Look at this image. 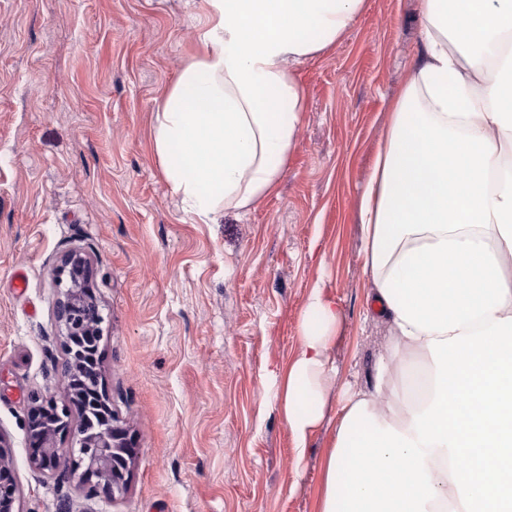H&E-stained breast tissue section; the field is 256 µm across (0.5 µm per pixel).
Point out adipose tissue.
Here are the masks:
<instances>
[{
	"label": "adipose tissue",
	"instance_id": "adipose-tissue-1",
	"mask_svg": "<svg viewBox=\"0 0 512 512\" xmlns=\"http://www.w3.org/2000/svg\"><path fill=\"white\" fill-rule=\"evenodd\" d=\"M197 50L159 99L158 164L202 219L276 192L306 99L289 64L366 0H202ZM423 51L360 199L391 325L372 391L331 397L339 299L315 284L279 371L303 460L337 403L320 512H512V0H421Z\"/></svg>",
	"mask_w": 512,
	"mask_h": 512
}]
</instances>
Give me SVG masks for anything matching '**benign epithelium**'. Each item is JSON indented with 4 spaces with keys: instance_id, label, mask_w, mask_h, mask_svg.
<instances>
[{
    "instance_id": "1",
    "label": "benign epithelium",
    "mask_w": 512,
    "mask_h": 512,
    "mask_svg": "<svg viewBox=\"0 0 512 512\" xmlns=\"http://www.w3.org/2000/svg\"><path fill=\"white\" fill-rule=\"evenodd\" d=\"M54 283L59 297L55 316L60 328L62 346L66 356L63 378L84 370L91 388L98 386V373L85 368L79 344L87 347L89 342L100 338L103 317L99 304L91 291L90 258L81 247H70L59 259L54 271ZM30 427L38 428L39 439L28 457L30 467L48 476L59 475L54 461L60 457L72 460L68 475L78 476L82 484L95 483L112 493L121 494L127 487V476L133 459L131 437L126 427L103 417L98 404L93 402L82 409V419L71 425L69 405L47 402L38 393L30 397ZM74 433L68 447L60 440ZM10 443L0 432V504L13 506L17 499V484L13 476V460L9 452Z\"/></svg>"
}]
</instances>
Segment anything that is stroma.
<instances>
[{
	"label": "stroma",
	"instance_id": "obj_1",
	"mask_svg": "<svg viewBox=\"0 0 512 512\" xmlns=\"http://www.w3.org/2000/svg\"><path fill=\"white\" fill-rule=\"evenodd\" d=\"M200 7L0 0V432L16 512H319L332 426L296 464L274 374L313 285L342 304L332 394L372 389L389 344L369 307L359 206L418 60L420 0H367L334 46L295 65L307 110L277 193L206 221L184 209L150 141ZM71 246L91 257L102 388L134 437L114 498L28 465L31 393L65 397L53 272Z\"/></svg>",
	"mask_w": 512,
	"mask_h": 512
}]
</instances>
